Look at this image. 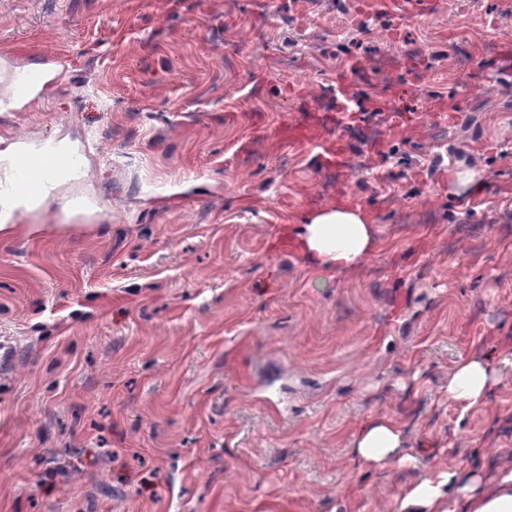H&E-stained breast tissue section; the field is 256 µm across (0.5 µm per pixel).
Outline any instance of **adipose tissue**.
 I'll return each mask as SVG.
<instances>
[{"instance_id": "ef3b65f1", "label": "adipose tissue", "mask_w": 512, "mask_h": 512, "mask_svg": "<svg viewBox=\"0 0 512 512\" xmlns=\"http://www.w3.org/2000/svg\"><path fill=\"white\" fill-rule=\"evenodd\" d=\"M373 223L368 210L339 200L312 213L298 246L321 264L348 272L374 249ZM495 378L488 355L465 357L448 375V396L465 409L479 408ZM403 443L401 427L388 417L369 419L353 435L356 453L368 466L401 460ZM460 492L467 499L469 512H512V467L500 469L491 480L475 479L463 486L455 472H440L412 485L398 512H452V501Z\"/></svg>"}]
</instances>
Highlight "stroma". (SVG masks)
Wrapping results in <instances>:
<instances>
[{"label":"stroma","mask_w":512,"mask_h":512,"mask_svg":"<svg viewBox=\"0 0 512 512\" xmlns=\"http://www.w3.org/2000/svg\"><path fill=\"white\" fill-rule=\"evenodd\" d=\"M510 39L512 0H0V46L64 63L0 142L95 132L99 199L0 231V512H397L511 465ZM326 85L361 112L318 111ZM465 169L482 198L449 193ZM341 197L375 217L351 274L295 245ZM477 352L497 381L465 411ZM375 416L412 462L361 465ZM496 378L491 358L480 353L461 359L448 374V396L467 410L479 408Z\"/></svg>","instance_id":"35a3bbf8"}]
</instances>
